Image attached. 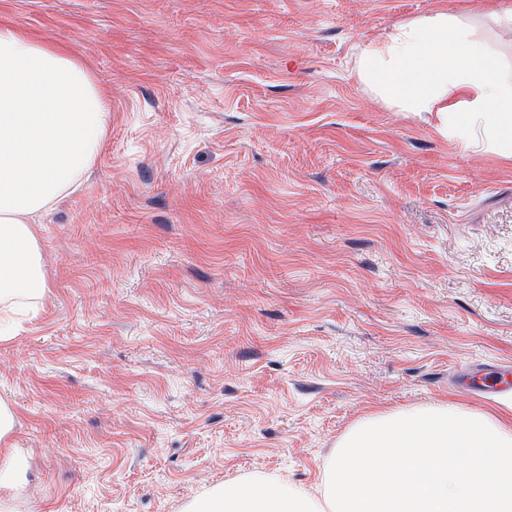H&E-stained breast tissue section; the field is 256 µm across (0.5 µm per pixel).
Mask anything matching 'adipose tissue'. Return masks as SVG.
<instances>
[{"label":"adipose tissue","mask_w":512,"mask_h":512,"mask_svg":"<svg viewBox=\"0 0 512 512\" xmlns=\"http://www.w3.org/2000/svg\"><path fill=\"white\" fill-rule=\"evenodd\" d=\"M361 83L399 112H433L446 135L512 158V74L442 8L361 46ZM109 125L105 92L62 46L0 26V335L48 285L37 218L79 182ZM186 512H512V403L452 398L353 422L316 490L253 473L206 490Z\"/></svg>","instance_id":"ef3b65f1"}]
</instances>
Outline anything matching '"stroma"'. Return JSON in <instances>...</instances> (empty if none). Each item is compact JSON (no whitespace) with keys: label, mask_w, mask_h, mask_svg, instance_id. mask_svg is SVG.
Wrapping results in <instances>:
<instances>
[{"label":"stroma","mask_w":512,"mask_h":512,"mask_svg":"<svg viewBox=\"0 0 512 512\" xmlns=\"http://www.w3.org/2000/svg\"><path fill=\"white\" fill-rule=\"evenodd\" d=\"M443 0H0L112 113L40 218L48 293L0 340V512H184L315 488L359 417L512 381V160L388 109L359 45ZM462 19L512 71L495 0ZM481 371L483 372L482 382L480 383V378L476 375L472 376L471 374L460 373L458 376V380L460 385L469 391H478L488 393L492 389L495 388V380L493 379V370L491 365L480 364L479 365ZM479 385V387H475Z\"/></svg>","instance_id":"obj_1"}]
</instances>
